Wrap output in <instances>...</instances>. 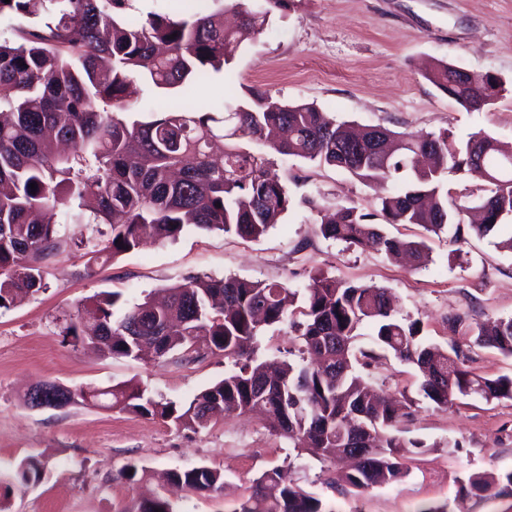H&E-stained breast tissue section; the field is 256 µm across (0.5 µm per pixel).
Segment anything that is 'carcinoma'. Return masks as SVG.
<instances>
[{
    "label": "carcinoma",
    "instance_id": "obj_1",
    "mask_svg": "<svg viewBox=\"0 0 512 512\" xmlns=\"http://www.w3.org/2000/svg\"><path fill=\"white\" fill-rule=\"evenodd\" d=\"M133 0H0V17L31 19L0 39V309L18 292L44 287L43 263L66 248L85 251L88 263L115 258L152 239L174 242L190 230L222 231L258 240L293 205L286 180L262 149L235 144L262 141L282 156L349 173L367 186L390 185L381 198L387 224H418L438 235L455 227L460 236L465 200L448 201L444 174L465 172L486 183L479 200L489 234L512 217V142L484 131L454 140L448 133L424 137L381 125L355 128L307 103H283L265 91L227 102L212 111L188 109L177 101L150 110L142 120L139 102L127 98L137 78L156 89L199 84L224 70L241 44L267 26L290 0H263L240 11L239 25L224 28L223 0L215 11L172 17L130 16ZM453 64L434 65L428 79L467 110H489L504 82L489 74L452 79ZM35 187H30V184ZM320 216L328 240L406 254L417 267L428 262L423 241L388 236L373 214L354 205L332 213L305 199ZM60 207L67 224H96V235L69 237L42 220ZM108 226L104 230L100 225ZM100 329L103 354L137 359L144 349L159 357L192 362L222 353L232 363L224 379L186 403L157 398L131 383L96 387L81 402L159 419L197 431L216 413L262 409L270 430L293 443L296 458L335 464L349 448L361 449L351 471L329 478L341 495L401 481L412 449L423 447L398 429L425 402L446 410L459 397L487 403L512 401V377H486L466 366L462 349L475 345L512 357V318L493 327L468 317H448L450 350L424 343L421 323L399 316L386 289L356 285L323 274L303 290L279 281L197 276L167 289L161 303L149 297L129 303L116 291L87 298L69 315L62 333L86 337L84 320ZM288 323L301 342L300 359L270 371L256 363L264 331ZM370 324L374 343L421 374L418 401L401 391L404 405L382 397L358 367L378 359L372 350L353 352L359 328ZM44 463L21 459L13 474L24 484L39 479ZM118 477L145 483L147 467L129 461ZM170 482L191 491L221 495L224 474L207 467L171 470ZM468 495L498 487L512 491V471L497 479L473 472L461 481ZM176 512L160 494L142 498L134 512ZM234 512H327L322 500L302 488L291 467L255 478Z\"/></svg>",
    "mask_w": 512,
    "mask_h": 512
}]
</instances>
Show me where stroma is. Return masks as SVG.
<instances>
[{"instance_id": "1", "label": "stroma", "mask_w": 512, "mask_h": 512, "mask_svg": "<svg viewBox=\"0 0 512 512\" xmlns=\"http://www.w3.org/2000/svg\"><path fill=\"white\" fill-rule=\"evenodd\" d=\"M436 61L494 74L506 90L492 110H466L427 79ZM252 89L362 126L413 135L445 131L456 140L483 130L512 142V0H291L287 11L274 13L264 31L243 42L223 73L180 91L178 100L212 110ZM270 159L287 178L295 205L259 240L191 231L94 265L71 249L47 263L44 289L0 309V471L26 456L44 463L37 482L13 488L7 512H125L144 490L117 479L129 461L153 471L149 488L169 497L177 512H226L254 478L290 461L299 485L330 512H415L425 505L512 512V495L479 498L462 493L459 484L472 472L512 470V401L466 397L445 410L419 409L398 425L403 436L423 443L408 462V476L352 496L326 484L320 462L295 460L291 444L256 415L216 418L193 433L79 402L40 410L25 404L27 390L44 381L73 390L131 382L183 402L223 379L227 362L220 355L185 365L172 358H113L64 342L66 318L100 291L121 292L133 303L197 275L299 288L322 273L386 288L401 314L420 320L428 341L442 347L447 317H512V250L502 246L512 238V218L484 237L465 230L457 243L416 224L386 225L390 236L426 241L430 260L416 270L324 239L316 213L302 202L318 193L328 206L352 202L376 214L382 188L294 157L274 153ZM370 377L385 394H417L415 369L394 357L380 359ZM198 466L223 473V497L164 486L165 472Z\"/></svg>"}]
</instances>
